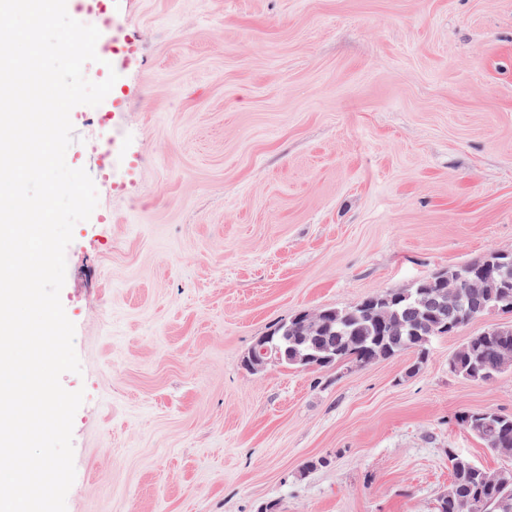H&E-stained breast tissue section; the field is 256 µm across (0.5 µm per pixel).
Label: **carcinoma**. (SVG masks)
I'll list each match as a JSON object with an SVG mask.
<instances>
[{"instance_id": "cac0c4a2", "label": "carcinoma", "mask_w": 512, "mask_h": 512, "mask_svg": "<svg viewBox=\"0 0 512 512\" xmlns=\"http://www.w3.org/2000/svg\"><path fill=\"white\" fill-rule=\"evenodd\" d=\"M497 262L512 263V253L490 255L474 262L485 268L476 287L467 290L462 304L443 298L435 287L422 281L401 291L380 293L388 297L381 303L374 297L345 308H327L318 335L336 337V363L366 366L405 352L421 354L427 339L451 325L459 329L467 324L463 310L482 313L490 307L512 312V274ZM297 330L279 342L288 348V357L318 354L314 345ZM449 367L458 376L476 383H488L498 374L512 370V331L504 336L481 332L469 337L451 358ZM488 421L479 435L485 445L500 456L512 458V415L495 411L464 413L459 422L467 429ZM452 480L448 493L438 500L436 512H512V487L501 488L492 482L493 472L461 456L450 459Z\"/></svg>"}]
</instances>
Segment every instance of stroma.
<instances>
[{
  "mask_svg": "<svg viewBox=\"0 0 512 512\" xmlns=\"http://www.w3.org/2000/svg\"><path fill=\"white\" fill-rule=\"evenodd\" d=\"M66 153L98 192L61 301L84 390L67 512H435L460 425L512 371L448 360L495 312L365 367L272 366L255 341L512 253V0H112ZM328 466L304 472L311 459Z\"/></svg>",
  "mask_w": 512,
  "mask_h": 512,
  "instance_id": "1",
  "label": "stroma"
}]
</instances>
